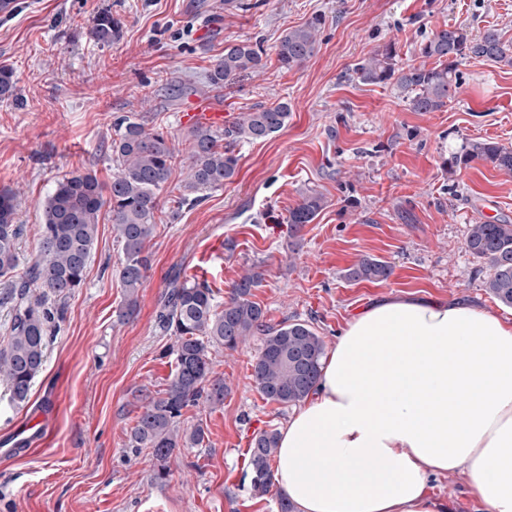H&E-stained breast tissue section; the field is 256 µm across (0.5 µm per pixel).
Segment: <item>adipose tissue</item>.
Here are the masks:
<instances>
[{"label":"adipose tissue","instance_id":"ef3b65f1","mask_svg":"<svg viewBox=\"0 0 512 512\" xmlns=\"http://www.w3.org/2000/svg\"><path fill=\"white\" fill-rule=\"evenodd\" d=\"M457 472L512 512V324L391 295L359 311L281 428L274 473L297 512H448Z\"/></svg>","mask_w":512,"mask_h":512}]
</instances>
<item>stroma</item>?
<instances>
[{"label": "stroma", "mask_w": 512, "mask_h": 512, "mask_svg": "<svg viewBox=\"0 0 512 512\" xmlns=\"http://www.w3.org/2000/svg\"><path fill=\"white\" fill-rule=\"evenodd\" d=\"M103 9L122 22L107 48L89 36ZM317 14L325 24L314 56L280 68L282 34ZM457 23L512 41V0H14L0 12V66L16 78L14 98L0 101V188L19 193L20 268L37 253L39 205L57 179L91 171L111 180L119 117L163 128L177 154L134 315L119 316L122 246L104 214L85 284L62 303L28 403L14 406L0 384V512H279V487L253 496L246 452L294 409L265 401L254 384L259 338L234 352L211 348L229 392L223 406L184 410L181 428L202 426L205 442L171 458L166 480L155 481L148 449L130 443L136 395L165 388L174 367V338L158 314L176 272L206 282L219 305L233 282L259 274L252 299L267 322H307L329 350L360 309L389 294L467 301L512 321V308L485 290L488 262L465 246L485 209L512 222V175L445 164L472 140L512 146V68L463 59L461 87L442 112L411 111L393 87L354 73L390 42L400 65L422 64L420 43ZM240 41L261 46L262 69L214 88L210 70ZM194 100L228 122L279 101L291 112L271 138L236 143L231 183L180 206L189 164L180 117ZM305 192L325 204L292 237L288 215ZM364 257L387 262L391 276L347 280ZM21 426L42 433L38 450L14 445Z\"/></svg>", "instance_id": "obj_1"}]
</instances>
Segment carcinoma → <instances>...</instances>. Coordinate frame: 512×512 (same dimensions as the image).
<instances>
[{
    "instance_id": "1",
    "label": "carcinoma",
    "mask_w": 512,
    "mask_h": 512,
    "mask_svg": "<svg viewBox=\"0 0 512 512\" xmlns=\"http://www.w3.org/2000/svg\"><path fill=\"white\" fill-rule=\"evenodd\" d=\"M324 24L320 15L288 29L276 47L281 68L302 66L315 53L317 34ZM122 23L107 10L95 14L90 35L96 44L109 46L120 36ZM420 53L436 60L432 67L407 65L397 61L390 43L355 65L364 84H391L413 112H440L455 96L461 81L459 60L481 58L503 67H512V41L488 28L474 36L464 25H444L420 44ZM263 66L262 51L242 41L224 48L214 64L209 82L228 85L240 74L256 72ZM13 70L0 66V100L15 96ZM286 102L261 106L244 112L219 134L211 129L189 130L190 164L184 190H217L238 173L239 156L231 144L260 141L280 132L288 123ZM228 141L222 145L221 141ZM112 161L117 172L108 183L96 174H72L59 180L40 204L42 223L38 251L22 282L0 292V306L11 309L7 342L0 345V380L6 384L10 400L17 406L27 403L36 375L42 370L55 312L43 300L29 298L32 287L43 296L64 299L84 284L85 272L94 248L97 224L103 208L122 243L123 258L118 276L126 294L123 315L134 313L138 288L150 267L146 242L155 226L157 191L170 179L176 159L175 145L161 130L147 129L129 116L117 122L112 139ZM483 162L512 173V149L495 141H472L446 161L448 171ZM323 206V198L306 193L289 212L288 224L296 235L311 223ZM18 192L0 190V278L11 279L18 267L16 224ZM466 249L490 265L485 282L488 293L501 304L512 306V223L485 221L470 225ZM391 275L387 263L365 257L348 268L345 277L353 281L379 282ZM257 275H246L232 285L224 308L217 310L213 290L193 277L176 276L170 282L159 323L175 337V368L166 388L146 399L132 428L130 440L137 448H147L155 461V478L169 475L170 459L183 448H194L204 439L202 427L182 431L178 418L182 410L203 398L213 406L224 403L227 387L216 375L210 348L218 345L234 352L250 337L258 336L261 352L252 364L253 381L263 396L281 406L297 405L308 397L320 375L325 343L305 322H267L262 307L251 300ZM278 432L264 430L251 440L249 469L253 494L263 497L270 491L271 461L278 449Z\"/></svg>"
}]
</instances>
